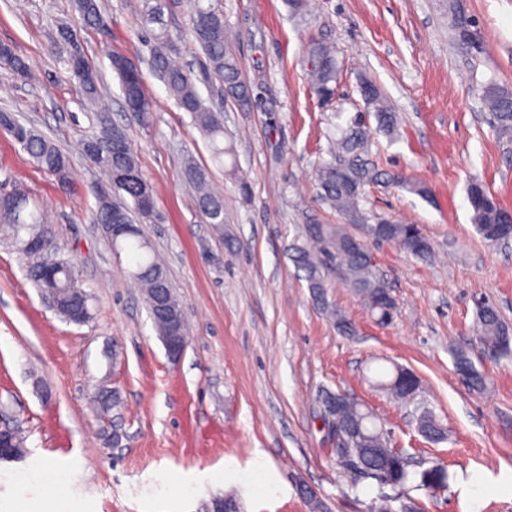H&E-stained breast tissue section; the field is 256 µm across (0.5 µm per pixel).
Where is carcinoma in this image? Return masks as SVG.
<instances>
[{"label":"carcinoma","mask_w":512,"mask_h":512,"mask_svg":"<svg viewBox=\"0 0 512 512\" xmlns=\"http://www.w3.org/2000/svg\"><path fill=\"white\" fill-rule=\"evenodd\" d=\"M140 17L146 25L156 24L152 31L150 66L155 75L165 84L177 107L188 113L193 124L210 143L213 159L223 163V157L233 155L230 145H224V121L220 113L205 102L197 86V75L180 63L181 47L173 41L164 24L167 0H140ZM190 30L193 41L201 49L204 75L216 80L227 96L245 108L251 103L249 86L241 79L237 58L233 52L221 0H188ZM74 8L82 18L84 26L97 31L108 27L99 0H74ZM452 31L456 45L465 52L480 53L483 45H475L468 38L472 20L457 13V2L448 3ZM51 43L59 52V63L80 84L87 103L96 108L100 103L99 71L86 57L76 31L64 23L55 25ZM306 66L314 93L323 97L332 92L331 83L336 81V58L333 48L323 42L312 40L305 47ZM110 67L119 78L124 104L131 105L142 119H148L154 103L145 89L144 76L140 70L125 65V57L119 53L109 56ZM0 69L23 77L31 75L29 66L10 47L0 45ZM482 98L493 116L499 132L512 131V91L493 83L484 87ZM362 99L367 116L376 121V128L386 134L392 133L398 117L376 85L368 82L362 89ZM0 128L8 131L21 150L42 171L56 178L57 182L72 183L71 164L68 155L53 141L43 136L35 127L21 123L8 110H0ZM336 139L339 153L349 156V163L322 162L315 166L314 179L320 197L344 219L342 224H307L298 239L288 247L289 258L294 266L304 273L307 288L319 309L336 321L337 328L350 335L354 325L336 305L328 300L330 280L334 277L344 282L354 298L361 303L375 320L388 325L392 322L396 304L385 301L387 285L372 264L373 254L369 246L359 250L349 246L353 232L349 225L360 224L372 239L395 243L412 254L425 257L431 253L429 239L413 238L410 224H399L379 219L368 223V216L361 207L364 186L378 180V172L357 164V156L367 148L370 128L362 120H354L347 127L339 128ZM91 138L81 142L82 151L91 166L112 181V195L98 199L95 221L99 224H122L124 229L113 238H106L117 253H125L132 270L130 274L144 296L150 318L159 335L168 334L171 319L158 308L161 291H173L164 262L156 255L141 228L143 224L157 223L155 201L151 184L142 171L137 155L130 144L112 150V155H92L87 152ZM184 179L194 188V205L204 223L217 229L224 227V197L212 190L208 169L195 160L185 162ZM468 199L472 209V220L478 234L488 242L494 238L506 209L478 182L468 187ZM47 224L44 209L30 203L28 194L15 202L0 203V234L23 251L25 239ZM27 276L45 294L54 291L60 302L56 312L69 318V310L81 308L85 317L91 318V296L82 288L78 274L71 264L61 260L47 278L39 272L37 260L31 259ZM475 323L481 341L493 356L512 353V329L501 317L498 309L489 301L474 307ZM454 367L468 387L483 390L487 386L485 376L475 367L469 352L463 348L450 350ZM402 367H379L374 371L371 384L390 393L395 399L416 405L419 411L418 433L429 443L438 444L447 439L444 424L425 402L416 400L420 393L418 380H413V393L402 387ZM319 402L334 412L336 422L352 434L348 446L333 449L336 465L353 481L360 480V470H379L385 476V484L400 488L408 480L407 464L391 446L382 424L370 421L368 410L356 400L335 405V392L323 389L318 394ZM374 512H423L414 500L402 495L381 501Z\"/></svg>","instance_id":"carcinoma-1"}]
</instances>
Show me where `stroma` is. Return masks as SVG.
<instances>
[{"instance_id":"1","label":"stroma","mask_w":512,"mask_h":512,"mask_svg":"<svg viewBox=\"0 0 512 512\" xmlns=\"http://www.w3.org/2000/svg\"><path fill=\"white\" fill-rule=\"evenodd\" d=\"M106 31L82 44L102 73L109 119L123 131L150 179L161 223L144 225L188 325L182 359L171 363L130 277L95 222L91 189L99 176L81 142L100 129L77 81L48 49L55 22H76L72 0H0V43L11 44L36 81L0 70V109L15 113L66 152L73 184L34 166L0 131V192L27 187L49 214L58 254L92 298L78 325L42 301L27 279L26 257L0 237V416L17 420L24 458L0 463V512H211L233 496L240 512H310L307 485L327 512H370L385 489L340 477L316 402L320 388L366 403L416 463L402 493L424 512H512V358L485 355L473 327L485 298L512 324V242L491 244L475 231L467 189L482 183L512 210V135L499 134L480 95L487 83L512 90V0H463L484 39L469 55L454 42L448 0H223L224 21L252 104L240 108L217 82H199L206 105L224 114L234 153L216 167L202 134L150 72L149 28L135 0H101ZM181 42V61L202 73L179 0L164 15ZM333 44L339 75L332 101L308 80V39ZM145 74L155 102L148 122L123 107L109 52ZM375 83L400 114L392 135L372 133L364 160L380 173L364 209L417 224L433 252L419 258L391 242L370 248L397 301L390 325L377 324L349 288L332 281L329 300L354 323L338 332L317 308L288 258L304 224L337 222L312 176L330 159L337 129L363 110L359 87ZM208 167L224 196L222 233L203 224L182 178L186 157ZM236 167L247 186L228 172ZM403 175L428 187H396ZM465 347L488 376L486 390L459 379L448 353ZM413 370L423 397L448 429L431 444L404 406L369 386L373 359ZM112 392L100 416L93 399ZM441 461L446 479L428 488L422 474ZM61 473L58 488L19 489L26 471Z\"/></svg>"}]
</instances>
